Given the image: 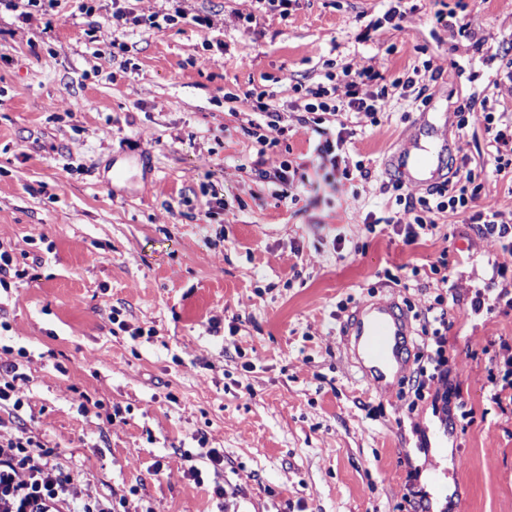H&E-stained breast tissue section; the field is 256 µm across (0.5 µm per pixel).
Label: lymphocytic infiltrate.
<instances>
[{"label":"lymphocytic infiltrate","instance_id":"1","mask_svg":"<svg viewBox=\"0 0 512 512\" xmlns=\"http://www.w3.org/2000/svg\"><path fill=\"white\" fill-rule=\"evenodd\" d=\"M383 76L373 68H349L343 79L328 75L326 81L306 90L307 100L301 124L313 145V168H323L331 176L351 179L352 175L368 178L367 170L352 172L343 166L338 153L344 141L334 122L341 112H357L378 124L385 107L387 89L379 88ZM460 125L484 123L496 144L493 158L497 174L512 173V114L490 111L486 102L468 98L456 107ZM482 186L467 163L456 167L451 180L418 196L400 194L397 204L402 215L376 218L366 216L370 227L385 225L409 246L432 234L436 225L433 214L445 211L461 217L463 223L477 225L481 234L495 238L503 252L512 255V226L504 221L493 205H479ZM448 312L431 305L423 312L420 339L425 361L419 364L411 388L422 395L428 382L444 378L448 344ZM502 362L489 368L484 389L488 402L502 414L512 415V344L501 342ZM57 449L41 441L26 426L11 431L0 429V512H37L40 504H56L59 512H117V504L106 505L92 499L81 489L78 478L66 471L58 461Z\"/></svg>","mask_w":512,"mask_h":512}]
</instances>
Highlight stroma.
I'll list each match as a JSON object with an SVG mask.
<instances>
[{
	"instance_id": "1",
	"label": "stroma",
	"mask_w": 512,
	"mask_h": 512,
	"mask_svg": "<svg viewBox=\"0 0 512 512\" xmlns=\"http://www.w3.org/2000/svg\"><path fill=\"white\" fill-rule=\"evenodd\" d=\"M186 7L214 28L135 26L122 51L93 32L109 0H62L48 33L43 17L23 22V2L0 11V243L28 272L0 288V359L25 349L28 377L22 412L1 406L0 424L27 419L83 489L127 512H403L414 486L435 512H512V417L484 392L485 346L512 340L498 274L512 255L447 212L411 246L364 222L396 208L390 160L429 139L467 157L483 202L512 220V180L484 166L491 134L455 112L472 95L512 113V0H402L398 28L389 0H292L284 16L254 0ZM427 60L440 69L428 102L393 88L379 124L343 116L342 154L369 179L291 201L256 171L260 157L268 171L310 161L302 96L283 83L348 65L404 80ZM249 90L282 114L264 131L273 148L242 129ZM443 256L444 284L429 271ZM440 295L447 379L419 400L405 378L369 389L342 336L350 310L395 302L416 327ZM187 452L203 484L184 476Z\"/></svg>"
}]
</instances>
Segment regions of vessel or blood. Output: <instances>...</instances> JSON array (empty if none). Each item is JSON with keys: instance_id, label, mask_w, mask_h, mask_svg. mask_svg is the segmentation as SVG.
I'll use <instances>...</instances> for the list:
<instances>
[{"instance_id": "vessel-or-blood-1", "label": "vessel or blood", "mask_w": 512, "mask_h": 512, "mask_svg": "<svg viewBox=\"0 0 512 512\" xmlns=\"http://www.w3.org/2000/svg\"><path fill=\"white\" fill-rule=\"evenodd\" d=\"M440 143L425 153L400 157L396 169L423 187L442 182L445 175L437 159L447 152ZM346 334L347 347L371 389L383 393L393 386L394 378L411 364L410 320L393 302L367 300L350 313Z\"/></svg>"}]
</instances>
